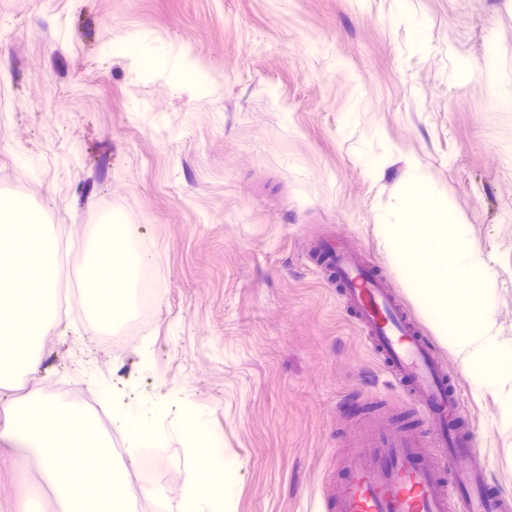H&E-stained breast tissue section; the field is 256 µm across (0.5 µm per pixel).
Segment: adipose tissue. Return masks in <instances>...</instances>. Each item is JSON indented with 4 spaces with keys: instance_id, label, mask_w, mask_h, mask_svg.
Masks as SVG:
<instances>
[{
    "instance_id": "1",
    "label": "adipose tissue",
    "mask_w": 512,
    "mask_h": 512,
    "mask_svg": "<svg viewBox=\"0 0 512 512\" xmlns=\"http://www.w3.org/2000/svg\"><path fill=\"white\" fill-rule=\"evenodd\" d=\"M126 50L144 72H164L189 81L202 94L210 89L207 73L180 54L150 41L128 43ZM90 234L82 258L89 330L114 332L131 317L149 316V296L156 288L152 253L114 210L98 211Z\"/></svg>"
}]
</instances>
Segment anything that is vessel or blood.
<instances>
[{
    "label": "vessel or blood",
    "mask_w": 512,
    "mask_h": 512,
    "mask_svg": "<svg viewBox=\"0 0 512 512\" xmlns=\"http://www.w3.org/2000/svg\"><path fill=\"white\" fill-rule=\"evenodd\" d=\"M319 256L344 290L360 331L399 387L430 426L452 469L422 463L425 445L415 434L369 433L342 464L345 476L331 512H512V498L494 494L483 471L469 466L475 434L458 414L459 399L431 340L412 323L389 282L360 255L327 240Z\"/></svg>",
    "instance_id": "obj_1"
}]
</instances>
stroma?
<instances>
[{"instance_id":"obj_1","label":"stroma","mask_w":512,"mask_h":512,"mask_svg":"<svg viewBox=\"0 0 512 512\" xmlns=\"http://www.w3.org/2000/svg\"><path fill=\"white\" fill-rule=\"evenodd\" d=\"M139 39L195 61L214 92L142 72L121 50ZM489 54L512 82V0H0V196L49 224L73 302L25 389L189 394L242 464L234 512H326L369 428L421 423L314 247L339 240L396 285L374 224L410 163L466 215L512 349V112L480 73L456 74ZM103 208L156 258L154 312L122 339L87 335L78 303L77 229ZM437 353L476 462L512 497V377L481 386Z\"/></svg>"}]
</instances>
